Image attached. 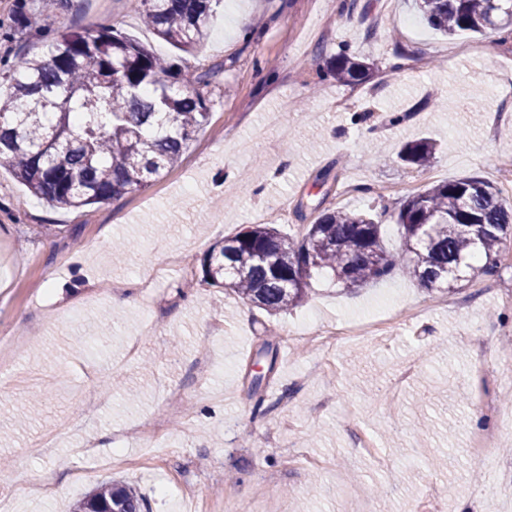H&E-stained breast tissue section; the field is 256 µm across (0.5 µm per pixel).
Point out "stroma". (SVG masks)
<instances>
[{"mask_svg": "<svg viewBox=\"0 0 512 512\" xmlns=\"http://www.w3.org/2000/svg\"><path fill=\"white\" fill-rule=\"evenodd\" d=\"M41 9L42 0H0L10 30L0 77L18 56L46 54L56 32L114 27L187 78L210 71V119L176 167L103 204L59 208L0 168V333L23 348L0 378V459L11 467L0 497L17 512H70L114 479L139 489L149 512H183L187 488L209 512H512L468 448L477 407L495 396L497 455L512 462L511 251L494 276L455 292L400 270L345 290L319 280L277 316L201 282L204 255L249 224L274 219L297 237L325 210L365 211L380 197L392 251V214L407 196L461 177L500 184L512 160V43L445 37L413 0H222L190 53L150 31L136 0H57L48 28L34 22ZM343 50L369 64L364 81L327 76ZM336 98L347 106L331 107ZM419 138L437 144L424 169L397 156ZM121 241L133 247L119 257ZM174 254L181 266H168ZM159 267L164 277L130 307L85 288ZM409 308L422 309L419 322L401 323L385 349L374 338L328 349L301 341L298 359L272 366L258 355L267 342L283 348L306 317L329 327ZM475 324L492 337L481 358ZM315 363L324 374L306 384ZM116 375L137 398L112 387ZM175 391L183 415L164 416ZM365 437L377 455L357 453ZM39 438L50 447L30 455ZM86 439L103 466L75 455ZM292 451L325 465L293 464ZM47 473L56 493L29 496Z\"/></svg>", "mask_w": 512, "mask_h": 512, "instance_id": "35a3bbf8", "label": "stroma"}]
</instances>
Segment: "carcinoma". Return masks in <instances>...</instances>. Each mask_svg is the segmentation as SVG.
Returning <instances> with one entry per match:
<instances>
[{
	"label": "carcinoma",
	"instance_id": "1",
	"mask_svg": "<svg viewBox=\"0 0 512 512\" xmlns=\"http://www.w3.org/2000/svg\"><path fill=\"white\" fill-rule=\"evenodd\" d=\"M144 23L179 50L206 36L211 0H137ZM444 35L496 36L512 28V0H417ZM367 66L336 56V81L357 83ZM178 67L138 40L106 27L59 34L42 57H17L0 96V166L60 207L106 203L144 189L174 167L209 119L207 98ZM427 140L404 145L402 160L426 167ZM386 213L328 209L300 237L276 224H250L216 244L202 261V282L230 289L270 315L288 312L312 280L345 288L375 283L400 268L428 290L451 292L498 265L512 239V206L490 182L467 177L434 183L406 197L396 213L401 246L382 240ZM133 487L107 481L72 512H144Z\"/></svg>",
	"mask_w": 512,
	"mask_h": 512
}]
</instances>
